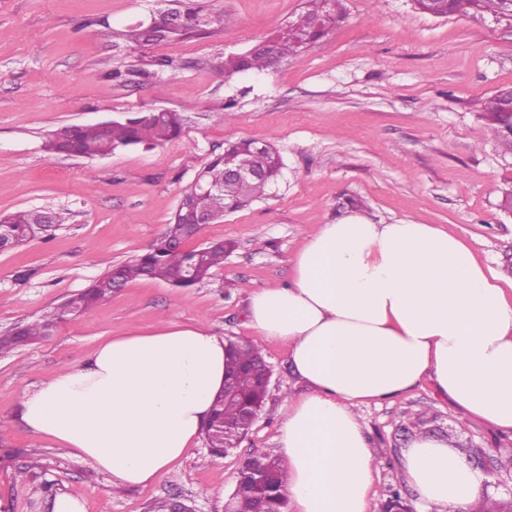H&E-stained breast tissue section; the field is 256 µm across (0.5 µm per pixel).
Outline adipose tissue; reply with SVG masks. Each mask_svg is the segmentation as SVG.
<instances>
[{"instance_id": "ef3b65f1", "label": "adipose tissue", "mask_w": 512, "mask_h": 512, "mask_svg": "<svg viewBox=\"0 0 512 512\" xmlns=\"http://www.w3.org/2000/svg\"><path fill=\"white\" fill-rule=\"evenodd\" d=\"M247 325L284 343L306 394L279 431L295 512H368L371 448L355 410L431 379L466 415L512 430V287L431 224L349 215L309 235L291 284L252 293ZM225 342L169 320L105 338L87 363L23 391L19 416L114 482L149 485L197 441L224 388ZM423 512H464L484 484L447 444L411 440Z\"/></svg>"}]
</instances>
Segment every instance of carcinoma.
I'll list each match as a JSON object with an SVG mask.
<instances>
[{
  "instance_id": "1",
  "label": "carcinoma",
  "mask_w": 512,
  "mask_h": 512,
  "mask_svg": "<svg viewBox=\"0 0 512 512\" xmlns=\"http://www.w3.org/2000/svg\"><path fill=\"white\" fill-rule=\"evenodd\" d=\"M167 5L154 15V28L142 24L130 26L117 36L132 48H150L154 45L179 43L202 35L214 27L224 30V10L207 8L197 0H166ZM336 9L326 7V0H306V9L296 21L287 23L275 34L253 43L245 52L230 55L217 63L216 69L228 75L249 71H264L277 65L287 54L304 44L311 46L343 18L342 0H335ZM415 8L435 17L488 16L501 24L512 25V5L507 0H413ZM117 83H144L156 78V72L130 66L110 73ZM481 118L500 146L512 153V89H500L483 104ZM183 118L178 112L160 115L154 110L135 112L123 120H113L104 128L86 125H63L52 131L45 142L48 152L67 155L78 150L87 158L109 155L117 149L144 147L152 149L176 140L182 132ZM266 168L265 173L244 188L225 176L228 167ZM282 160L272 145L260 158L248 139L228 145L224 152L214 155L200 171L201 181L212 186L209 191L199 190L191 196L193 208L219 219L236 212L266 191L280 174ZM183 212H174L165 235L148 251L112 267L85 291L74 295L45 313L39 319L21 324L10 333L0 336V353L9 352L20 345L45 335L48 327L57 325L69 316L87 313L112 297V293L136 279H160L176 289L197 287L212 272L224 266V257L230 247L222 240H214L192 249H178L171 243L185 240ZM68 223L62 211L17 210L0 216V236L19 247L36 239L53 235ZM262 357L261 348L254 344L248 348L233 346L227 366V377L236 382L237 392L230 398L219 397L213 408L205 436L214 448L224 447L231 435L224 425H235L242 408L250 401L264 403L266 394L258 393L255 380L247 364ZM250 467L266 475V510L284 512L288 483L287 464L271 454H256Z\"/></svg>"
}]
</instances>
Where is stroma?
I'll use <instances>...</instances> for the list:
<instances>
[{
    "label": "stroma",
    "mask_w": 512,
    "mask_h": 512,
    "mask_svg": "<svg viewBox=\"0 0 512 512\" xmlns=\"http://www.w3.org/2000/svg\"><path fill=\"white\" fill-rule=\"evenodd\" d=\"M224 29L139 52L112 32L147 22L157 0H0V214L66 208L47 240L0 252V334L87 288L165 233L183 190L227 143L272 142L284 166L269 195L205 225L200 242L235 248L203 286L176 290L138 279L52 335L0 355V512H52L68 494L86 512H150L176 498L191 512H224L237 472L252 455L278 454L288 396L306 393L280 342H262L273 368L265 407L238 448L205 443L145 487L113 484L19 418V399L66 364L87 362L105 338L151 331L166 319L204 320L224 339L254 341L246 327L252 292L290 284L293 260L319 225L348 216L345 198L378 224H431L465 242L512 279V216L499 207L512 187V155L487 134L482 102L512 86V27L489 19L435 17L412 0H343L345 18L302 56L231 77L214 64L297 17L304 0H208ZM171 59L159 86L122 85L113 67ZM166 108L185 118L181 136L150 150L94 159L44 149L50 131ZM357 413L379 457L369 512L393 488L416 504L402 458L420 432L441 437L474 469L482 492L465 512H490L512 488V431L467 418L423 380L402 397ZM421 425H414L416 416Z\"/></svg>",
    "instance_id": "stroma-1"
}]
</instances>
